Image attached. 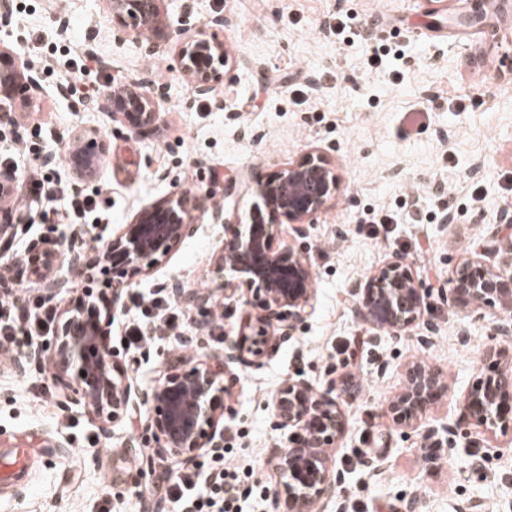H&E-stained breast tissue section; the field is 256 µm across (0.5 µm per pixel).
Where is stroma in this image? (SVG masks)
I'll return each mask as SVG.
<instances>
[{
  "mask_svg": "<svg viewBox=\"0 0 512 512\" xmlns=\"http://www.w3.org/2000/svg\"><path fill=\"white\" fill-rule=\"evenodd\" d=\"M165 0L172 29L223 26L209 33L229 56L213 97L197 98L179 74L176 44L146 56L134 33L118 32L106 0H10L11 23L0 28L40 76L43 90L20 107L16 127L0 128V154L11 153L18 184L34 157L56 154L55 175L76 192L99 191L109 223L74 225L45 221L64 211L61 201L29 210L0 266L10 265L36 240L75 237L89 251L106 247L113 233L140 210L187 192L224 211L223 223L197 213L194 230L149 277L129 288L112 313V345L125 360L131 382L147 387L163 374L166 354L192 337L191 353L222 350L238 335L253 307L221 300L212 330L197 329V316L181 309L179 326L159 328L139 351L128 349L129 327L142 321L135 301L164 296L167 285H213V263L224 244L225 224L248 221L259 181L308 150L331 152L341 179L335 204L297 236L281 224L277 243L308 256L316 300L296 337L259 369H236L231 411L224 414V445L242 465L256 467L268 487L277 478L269 449L287 447L288 433L271 424L272 397L289 378L314 387L341 375L355 393L340 400L348 429L335 467L343 473L337 501L320 512H512V437L469 425L452 448L429 455L417 432L392 423L381 405L405 385V365L419 359L444 369L445 394L427 423L457 418L491 342L493 315L475 318L432 299L409 339L392 340L359 322L349 288L393 255L416 269L430 267L428 287L466 258L499 215L512 212V0H497L477 23L459 15L469 0ZM344 17L347 28L330 25ZM390 47L379 70L368 67L374 48ZM401 49L403 59L393 56ZM94 57L84 75L97 94H65L76 59ZM503 58L501 68L491 57ZM151 76L166 88L158 103L159 133L133 134L101 106L99 91L114 81ZM423 110L415 124L403 114ZM97 129L108 152L94 177L77 180L63 147L78 130ZM383 210L392 224H362L361 213ZM426 251H417V243ZM364 338L365 351L346 364L344 343ZM45 363L19 375L0 349V452L22 438L33 455L17 485L0 484V512H141L129 489L124 443L138 436L128 420L101 430L87 410L61 408V392ZM489 447L472 456L467 440Z\"/></svg>",
  "mask_w": 512,
  "mask_h": 512,
  "instance_id": "35a3bbf8",
  "label": "stroma"
}]
</instances>
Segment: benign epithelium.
<instances>
[{"mask_svg": "<svg viewBox=\"0 0 512 512\" xmlns=\"http://www.w3.org/2000/svg\"><path fill=\"white\" fill-rule=\"evenodd\" d=\"M112 21L121 32L135 31L144 39V51L153 55L170 36L164 0H106ZM229 57L224 43L203 30L181 38L176 53L178 71L198 96L210 95L221 79L217 66ZM39 89L36 71L21 62L7 43H0V123L12 121L18 103ZM161 87L131 81L102 96L103 107L120 116L132 132H157L161 126L157 96ZM100 132L87 128L77 133L69 164L78 179L91 177L95 164L106 155ZM16 175L0 169V252L11 248L17 224L13 205ZM340 180L331 153L306 152L258 185L262 209L249 224L224 225V248L217 257L223 274L224 297H254L259 312L248 316L241 332L224 340V351L203 357L176 354L164 364L159 382L145 389L132 385L127 368L112 347V309L128 288L149 276L152 267L193 232L196 211H211L219 224L223 209L208 207L200 198L176 194L134 217L112 235L102 253L91 254L69 242L67 264L88 274L112 272V293L93 295L85 289L82 303L60 321L48 345L38 343L12 357L13 367L25 373L44 361L53 366L52 381L62 390L65 406L86 408L104 431L132 417H142L141 439L129 440L131 455L147 448L143 466L126 473L133 485L153 483L154 458L175 457L192 463L204 454L224 449V410L236 380L230 366L259 367L270 352L296 336L311 314L314 294L312 272L305 255L276 245L277 228L287 222L304 237L338 197ZM59 249L43 241L30 243L19 265L44 284L45 298L55 299L69 288L55 275ZM169 293L197 314L206 327L213 314L214 291L168 286ZM357 317L387 332L396 340L424 316L432 289L413 265L395 255L349 289ZM442 302L461 311L477 313L487 308L497 316L494 336L512 340V214L500 215L492 225L487 245L474 256L453 266L448 285L437 289ZM495 369L479 373L462 398L460 417L427 428L423 442L442 448L455 442L461 426L475 423L487 431L512 428V350L495 342L481 361ZM346 377L332 378L322 389L305 380L288 379L272 398L273 424L292 434L286 448L269 450V461L279 476L274 492L276 512H317L322 501L336 497L342 475L333 466L334 450L343 437L348 418L339 407L337 391L349 388ZM447 390L442 372L421 361L406 367L403 390L382 406L395 424L413 429Z\"/></svg>", "mask_w": 512, "mask_h": 512, "instance_id": "7a95c632", "label": "benign epithelium"}]
</instances>
